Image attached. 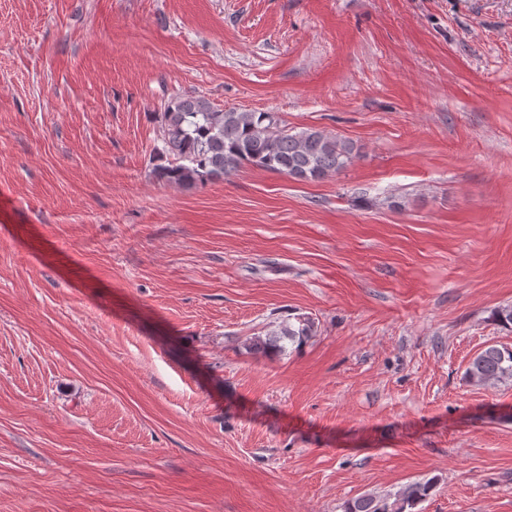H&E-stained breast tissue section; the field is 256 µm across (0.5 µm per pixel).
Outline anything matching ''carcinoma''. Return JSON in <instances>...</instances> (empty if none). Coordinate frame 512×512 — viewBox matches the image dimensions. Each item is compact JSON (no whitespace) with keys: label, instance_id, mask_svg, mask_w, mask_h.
<instances>
[{"label":"carcinoma","instance_id":"1","mask_svg":"<svg viewBox=\"0 0 512 512\" xmlns=\"http://www.w3.org/2000/svg\"><path fill=\"white\" fill-rule=\"evenodd\" d=\"M159 119L164 147L156 154L157 180L195 186L224 178L243 165L296 180H319L342 172L356 147L319 129L294 131L274 112L223 111L203 96L170 99ZM314 321L297 317L252 346L283 354L298 349L313 335ZM465 376L476 385L512 379V347L485 346L470 360ZM437 485L434 478L416 481L394 495H361L346 502L343 512H414Z\"/></svg>","mask_w":512,"mask_h":512}]
</instances>
